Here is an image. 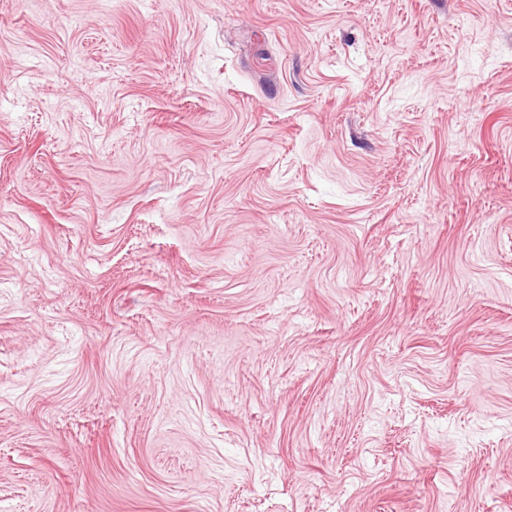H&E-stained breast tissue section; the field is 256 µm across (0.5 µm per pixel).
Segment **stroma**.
<instances>
[{
    "instance_id": "35a3bbf8",
    "label": "stroma",
    "mask_w": 512,
    "mask_h": 512,
    "mask_svg": "<svg viewBox=\"0 0 512 512\" xmlns=\"http://www.w3.org/2000/svg\"><path fill=\"white\" fill-rule=\"evenodd\" d=\"M0 512H512V0H0Z\"/></svg>"
}]
</instances>
